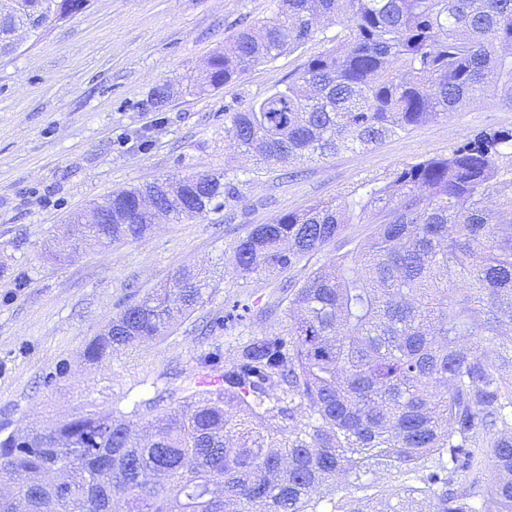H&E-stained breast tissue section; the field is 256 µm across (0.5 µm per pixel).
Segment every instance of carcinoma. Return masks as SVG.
<instances>
[{"mask_svg": "<svg viewBox=\"0 0 512 512\" xmlns=\"http://www.w3.org/2000/svg\"><path fill=\"white\" fill-rule=\"evenodd\" d=\"M90 0H0L13 33ZM348 34L268 96L224 113V137L267 164L367 149L448 118L493 89L512 102V0H275L193 79L198 94L295 51L320 18ZM238 170L112 192L101 224L71 214L72 252L136 240L154 218L207 217L240 198ZM368 238L283 285L288 329L214 346L182 396L91 404L48 429L0 425V512H512V129L363 177L339 199L256 224L229 260L275 279ZM216 286L182 272L122 305L85 347L103 363L166 336ZM490 462L489 474L483 465Z\"/></svg>", "mask_w": 512, "mask_h": 512, "instance_id": "obj_1", "label": "carcinoma"}]
</instances>
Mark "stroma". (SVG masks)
<instances>
[{"label": "stroma", "instance_id": "obj_1", "mask_svg": "<svg viewBox=\"0 0 512 512\" xmlns=\"http://www.w3.org/2000/svg\"><path fill=\"white\" fill-rule=\"evenodd\" d=\"M273 7L274 0H91L0 57V423L44 428L86 403L123 397L145 375L181 392L200 354L220 342L201 334L204 321L219 312L238 317L241 303L259 309L279 295L274 280L246 283L227 269L253 225L447 153L463 134L512 128V105L488 95L370 148L299 163L295 177L283 165L257 164L225 140V106L281 87L344 27L318 23L298 50L248 68L229 87L192 95L185 86L227 37ZM159 84L171 97L158 112L147 100ZM144 130L153 137L145 148L137 138ZM227 165L246 180L241 201L222 212L193 224L163 220L138 240L55 257L70 212H90L116 190ZM181 270L208 275L212 300L155 344L108 363L84 359L123 303ZM20 271L30 282L18 292Z\"/></svg>", "mask_w": 512, "mask_h": 512}]
</instances>
